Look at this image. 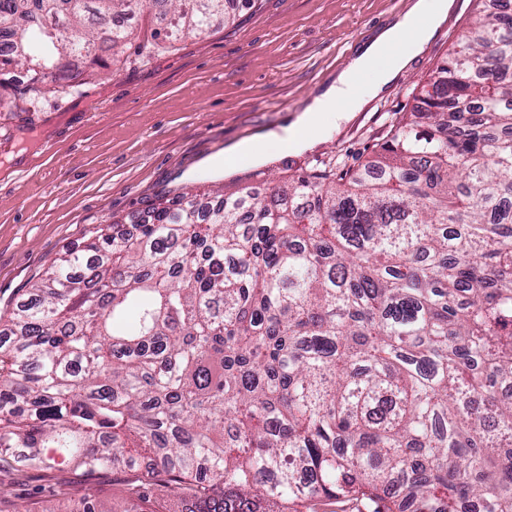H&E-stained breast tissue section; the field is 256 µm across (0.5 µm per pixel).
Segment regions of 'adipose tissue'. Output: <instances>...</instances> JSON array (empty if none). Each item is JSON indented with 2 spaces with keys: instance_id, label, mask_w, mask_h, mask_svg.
<instances>
[{
  "instance_id": "adipose-tissue-1",
  "label": "adipose tissue",
  "mask_w": 512,
  "mask_h": 512,
  "mask_svg": "<svg viewBox=\"0 0 512 512\" xmlns=\"http://www.w3.org/2000/svg\"><path fill=\"white\" fill-rule=\"evenodd\" d=\"M453 0H414L399 19L369 39L337 74L322 87L281 131L238 143L224 152L225 160L241 157L257 160L275 145L288 142L293 148L313 146L315 137L325 136V115L348 119L363 111L395 82L398 75L423 53L447 19Z\"/></svg>"
}]
</instances>
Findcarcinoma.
I'll use <instances>...</instances> for the list:
<instances>
[{
  "label": "carcinoma",
  "instance_id": "1",
  "mask_svg": "<svg viewBox=\"0 0 512 512\" xmlns=\"http://www.w3.org/2000/svg\"><path fill=\"white\" fill-rule=\"evenodd\" d=\"M486 18L363 167L161 197L54 260L0 316V471L49 448L137 512H512V14ZM234 19L0 0V88Z\"/></svg>",
  "mask_w": 512,
  "mask_h": 512
}]
</instances>
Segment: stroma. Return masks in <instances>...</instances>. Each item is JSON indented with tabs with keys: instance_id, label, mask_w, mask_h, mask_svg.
<instances>
[{
	"instance_id": "obj_1",
	"label": "stroma",
	"mask_w": 512,
	"mask_h": 512,
	"mask_svg": "<svg viewBox=\"0 0 512 512\" xmlns=\"http://www.w3.org/2000/svg\"><path fill=\"white\" fill-rule=\"evenodd\" d=\"M411 0H255L235 22L145 58L85 70L76 87L0 91V313L65 250L110 218L130 225L147 205L199 187L234 191L269 170L355 168L415 111L436 66L482 18L479 0H454L424 53L390 90L297 152L225 165L228 145L280 131L312 94ZM0 482V512H80L85 495L126 506L112 472L87 476L58 462Z\"/></svg>"
}]
</instances>
